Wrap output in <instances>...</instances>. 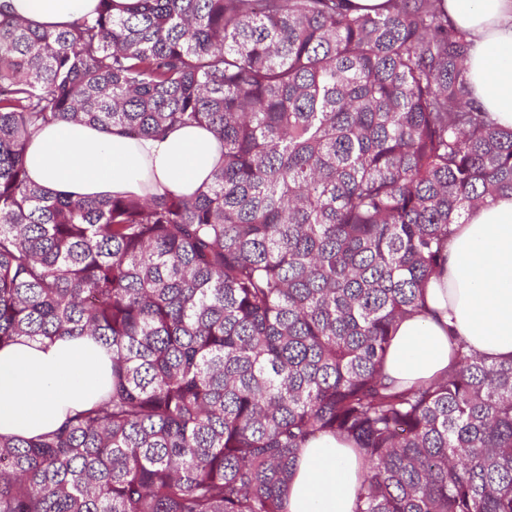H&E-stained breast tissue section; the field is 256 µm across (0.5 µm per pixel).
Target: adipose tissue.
I'll list each match as a JSON object with an SVG mask.
<instances>
[{
    "label": "adipose tissue",
    "mask_w": 512,
    "mask_h": 512,
    "mask_svg": "<svg viewBox=\"0 0 512 512\" xmlns=\"http://www.w3.org/2000/svg\"><path fill=\"white\" fill-rule=\"evenodd\" d=\"M98 0H0V10L39 27L93 13ZM472 43L466 60L474 96L512 129V0H444ZM200 126L161 138H131L83 121L44 127L27 151L31 179L73 197L193 194L221 158ZM426 314L404 320L385 373L401 387L438 379L463 341L478 356L512 359V193L487 199L456 225L448 263L425 289ZM112 353L93 338L20 339L0 349V435L32 438L95 404L111 381ZM364 469L352 447L331 435L312 440L288 482V512H353Z\"/></svg>",
    "instance_id": "obj_1"
}]
</instances>
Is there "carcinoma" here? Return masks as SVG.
Instances as JSON below:
<instances>
[{"instance_id": "1", "label": "carcinoma", "mask_w": 512, "mask_h": 512, "mask_svg": "<svg viewBox=\"0 0 512 512\" xmlns=\"http://www.w3.org/2000/svg\"><path fill=\"white\" fill-rule=\"evenodd\" d=\"M114 7L0 13V348H112L99 402L0 435V512H287L321 434L365 462L354 512H512V360L459 342L436 381L384 375L452 225L512 193L443 0ZM64 120L204 125L224 161L190 196H52L26 150Z\"/></svg>"}]
</instances>
